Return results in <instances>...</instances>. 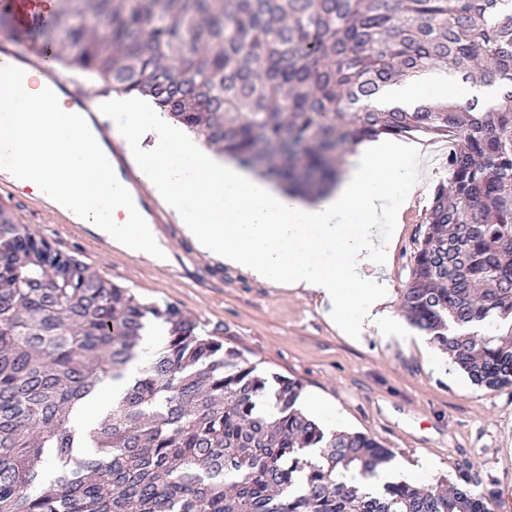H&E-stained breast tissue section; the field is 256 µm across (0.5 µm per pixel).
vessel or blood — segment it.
<instances>
[{"label": "vessel or blood", "instance_id": "obj_1", "mask_svg": "<svg viewBox=\"0 0 512 512\" xmlns=\"http://www.w3.org/2000/svg\"><path fill=\"white\" fill-rule=\"evenodd\" d=\"M0 11L9 13L14 20L13 31L0 33V60H9L18 67L33 71L44 84L56 88L68 107L90 116L94 115L95 94L79 86L74 79L62 75L59 70L44 67L41 55L29 51L18 36L19 31L40 19L42 15L40 0H0ZM95 132L103 145L112 148V163L129 189H136L137 180L134 171L120 151L115 150L111 128L99 122L95 125Z\"/></svg>", "mask_w": 512, "mask_h": 512}]
</instances>
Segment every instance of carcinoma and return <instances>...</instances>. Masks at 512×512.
Instances as JSON below:
<instances>
[{
	"label": "carcinoma",
	"mask_w": 512,
	"mask_h": 512,
	"mask_svg": "<svg viewBox=\"0 0 512 512\" xmlns=\"http://www.w3.org/2000/svg\"><path fill=\"white\" fill-rule=\"evenodd\" d=\"M25 38L301 193L335 183L336 162L364 141H463L402 308L473 384L512 386V0H58ZM434 69L501 99L371 106ZM154 319L164 342L78 436L73 407L125 376ZM301 394L0 209V512H491L468 467L444 484L362 491L353 478L391 453L326 430Z\"/></svg>",
	"instance_id": "carcinoma-1"
}]
</instances>
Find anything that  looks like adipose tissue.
Masks as SVG:
<instances>
[{
	"label": "adipose tissue",
	"instance_id": "ef3b65f1",
	"mask_svg": "<svg viewBox=\"0 0 512 512\" xmlns=\"http://www.w3.org/2000/svg\"><path fill=\"white\" fill-rule=\"evenodd\" d=\"M493 87L433 73L386 86L373 105L411 109L433 98H494ZM101 119L118 116V141L136 161L141 186L163 198L202 255L251 268L261 277L315 293L327 315L355 338L392 329L383 312L388 248L399 227L388 193L407 176V150L358 145L335 188L303 200L238 167L134 95L102 96ZM125 381L105 379L72 415L84 431L111 412Z\"/></svg>",
	"mask_w": 512,
	"mask_h": 512
}]
</instances>
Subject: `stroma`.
<instances>
[{"label":"stroma","mask_w":512,"mask_h":512,"mask_svg":"<svg viewBox=\"0 0 512 512\" xmlns=\"http://www.w3.org/2000/svg\"><path fill=\"white\" fill-rule=\"evenodd\" d=\"M414 143L420 188H400L387 201L400 229L388 256L386 308L401 322L411 256L434 189L448 180V159L434 156L435 140ZM0 208L141 301L177 305L203 329L222 330L225 346L249 363L299 381L302 406H314L330 429L358 431L387 448L402 479L430 486L469 465L490 492L493 512H512V387L473 385L415 328L403 338L352 340L313 296L205 259L161 203L155 227L169 249L162 267L120 252L90 227L57 223L48 207L34 208L22 196L0 191Z\"/></svg>","instance_id":"1"}]
</instances>
